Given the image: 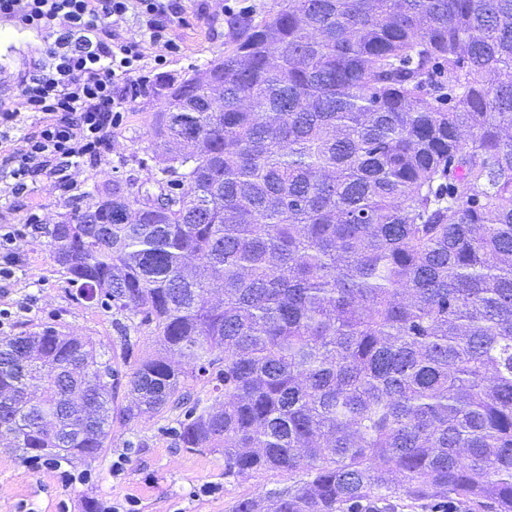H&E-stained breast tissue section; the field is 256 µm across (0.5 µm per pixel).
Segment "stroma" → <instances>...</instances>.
Wrapping results in <instances>:
<instances>
[{
    "label": "stroma",
    "instance_id": "stroma-1",
    "mask_svg": "<svg viewBox=\"0 0 512 512\" xmlns=\"http://www.w3.org/2000/svg\"><path fill=\"white\" fill-rule=\"evenodd\" d=\"M275 2L177 0L182 21L173 35L181 50L146 68L145 85L107 132L100 159L74 170L67 184L38 173L28 178L20 197L0 181V226L17 223L32 210L40 216L39 229L29 232L18 250L13 277L0 279V309L11 313L0 324V337L53 326L93 337L131 365L155 349L152 327L121 340L111 310L77 296L51 257L45 229L59 223L85 191L156 170L151 124L159 104L150 82L182 79L223 55L235 35L231 19L262 15ZM181 418L180 411H167L114 427L104 454L89 466L75 463L61 470L44 459L35 468L18 452L0 447V512H108L112 507L120 512L130 502L137 512H231L239 498L292 484V477L277 471L225 476L223 453L176 446L174 430Z\"/></svg>",
    "mask_w": 512,
    "mask_h": 512
}]
</instances>
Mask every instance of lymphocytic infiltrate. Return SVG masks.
<instances>
[{
	"instance_id": "1",
	"label": "lymphocytic infiltrate",
	"mask_w": 512,
	"mask_h": 512,
	"mask_svg": "<svg viewBox=\"0 0 512 512\" xmlns=\"http://www.w3.org/2000/svg\"><path fill=\"white\" fill-rule=\"evenodd\" d=\"M129 16L140 39L114 38V23ZM2 19L49 37L41 59L16 86L19 108L0 99V126L18 132L22 144L10 157L16 194L44 169L65 182L84 159L99 158L106 129L146 66L145 46H153L158 64L179 50L171 30L181 16L172 0H0ZM23 110L37 115V129L19 125Z\"/></svg>"
}]
</instances>
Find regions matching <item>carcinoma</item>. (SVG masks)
Segmentation results:
<instances>
[{
	"label": "carcinoma",
	"instance_id": "carcinoma-1",
	"mask_svg": "<svg viewBox=\"0 0 512 512\" xmlns=\"http://www.w3.org/2000/svg\"><path fill=\"white\" fill-rule=\"evenodd\" d=\"M233 27L151 85L159 173L46 230L161 352L123 405L93 338L1 337L0 441L91 464L114 424L186 407L177 443L226 473L301 474L232 512H512V0H278ZM454 500L458 499L454 497L425 500L400 499L395 500L392 506L389 507V510L394 512H437L438 509L442 510V508H437L438 505H445L448 503V512H469L468 509L470 512H493L490 507L473 508L471 506H467L462 501Z\"/></svg>",
	"mask_w": 512,
	"mask_h": 512
}]
</instances>
